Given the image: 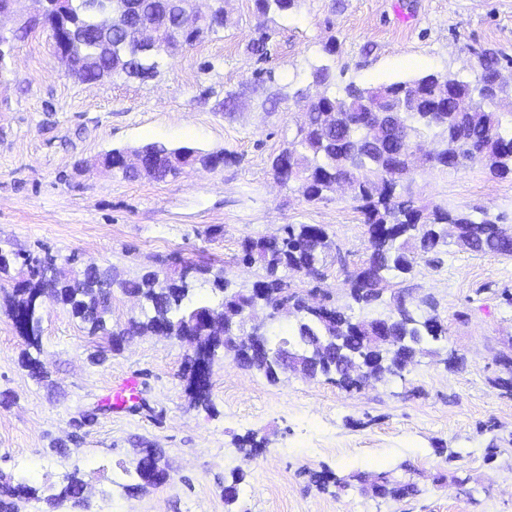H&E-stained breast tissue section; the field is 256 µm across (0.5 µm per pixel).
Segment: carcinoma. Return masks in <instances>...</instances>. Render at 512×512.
I'll return each mask as SVG.
<instances>
[{
  "label": "carcinoma",
  "mask_w": 512,
  "mask_h": 512,
  "mask_svg": "<svg viewBox=\"0 0 512 512\" xmlns=\"http://www.w3.org/2000/svg\"><path fill=\"white\" fill-rule=\"evenodd\" d=\"M67 2L70 14L80 23L69 47L75 57L81 58L98 48L102 33L98 31L97 17L106 3L105 0ZM254 2L256 9L264 14H282L296 8L299 0ZM126 23L125 12L113 17L112 67L101 64L97 71L88 73L90 79L123 75L151 79L158 73L161 62L169 57L167 50L148 52L133 38L124 37ZM478 63L483 79L495 77L500 67L499 58L487 53L478 55ZM310 78L311 83L323 86L326 92L321 99L306 102L311 111L308 124L297 128L288 147L272 160L271 168L280 183L298 185L309 202L323 199L338 179L355 183L353 201L368 226L372 248L368 262L374 269L369 279L362 278L359 272L349 273L352 297L357 303L370 305L382 300L384 291L394 287L396 274L413 270L415 252H435L446 244L442 230L445 224L457 226V244L466 250L508 254L512 242L501 241L493 232L500 216L483 208L458 210L416 204L398 156L406 151L409 143L431 133L437 142L435 166L458 170L464 166L462 159L477 158L492 175L512 176V102H499L487 96L480 81L473 85L440 73L370 88L349 83L338 96L327 92L333 84L330 66L311 65ZM377 108L398 110L399 124L384 126L381 137L372 142L368 139L365 118L373 116ZM144 150L148 162L160 172L161 180L179 173L178 168L168 166L172 156L179 157L186 166H211L215 159L214 154L189 146L148 143ZM329 247L326 231L308 224H285L277 235L245 240L240 261L260 266L264 274L247 290H236L228 281L223 284L213 281L216 287H224L219 310L229 313L226 335L234 336L243 329L245 317L237 316L236 312L249 301L253 288L261 285L269 288L276 298L297 296L298 289L280 272L297 273L314 259L323 261V250ZM24 261L31 270L8 295L7 311L17 318L16 327L37 352L43 314L49 303L67 308L73 317L89 326V333H100L109 341L116 334L158 335L163 330L179 337L187 336L191 332L190 317L200 318L212 308L209 303L191 301L190 280L161 279L154 272L120 280L110 268L92 267L77 280L65 273L50 287L37 270L40 257L0 251V270ZM115 287L144 302L143 317L130 321L118 332L108 329L106 321L109 295ZM327 306L338 312L335 321L324 320L318 312L303 311L297 316L290 337L281 336L271 327L264 336L268 353L255 357L242 352L235 363L275 381L280 372L278 357L291 349L301 354L316 373L327 377L334 374L338 376L336 384L350 389L358 384L342 373L341 362L373 363L382 378L398 375L403 371V359L441 341L445 333L436 318L419 317L408 308L400 311L395 307L384 315L393 324L394 348L368 347L355 338L357 323L364 324L366 320L353 319L344 308L330 301ZM148 468L154 473L165 471L153 448L142 451L131 476L143 481L147 479ZM83 488V481L74 473L48 500L56 506L65 501L80 506L85 501ZM376 490L382 496L394 498L418 493L413 483L393 485L385 477ZM40 492L41 488L33 482H20L10 495L12 501L0 500V512H16L15 503L34 499Z\"/></svg>",
  "instance_id": "carcinoma-1"
}]
</instances>
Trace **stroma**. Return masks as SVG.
<instances>
[{
	"label": "stroma",
	"mask_w": 512,
	"mask_h": 512,
	"mask_svg": "<svg viewBox=\"0 0 512 512\" xmlns=\"http://www.w3.org/2000/svg\"><path fill=\"white\" fill-rule=\"evenodd\" d=\"M224 16V28L144 82L66 74L41 27L15 42L0 67V249L71 257L75 268L110 267L127 279L207 264L245 289L262 270L237 263L244 240L315 224L342 252L327 255L323 280L291 281L320 288L358 319L388 313V303L350 295L346 276L370 253L350 190L309 202L273 175V158L305 119L297 94L321 62L340 87L433 72L473 82L479 51L496 55L512 83V0H300L285 14L224 0ZM261 29L271 35L264 60L249 49ZM261 71L273 72L271 91L257 87ZM271 92L273 109L264 104ZM229 93L236 107L221 111ZM152 142L229 159L163 181L95 165L109 150ZM413 168L418 203L481 206L512 225L511 178L477 160ZM403 286L408 307L447 333L401 375L347 390L291 372L272 382L222 357L204 404L187 391L186 340L136 335L115 351L50 304L35 376L0 305V475L57 490L79 474L89 512H512V256L451 241L437 257L418 256ZM130 377L137 402L106 409L113 384ZM86 413L94 420L80 425ZM249 433L264 440L250 458L237 446ZM147 447L160 450L170 477L127 492L126 471ZM236 470L245 480L230 507L224 481ZM385 471L416 482L420 495L376 493L372 477Z\"/></svg>",
	"instance_id": "obj_1"
}]
</instances>
